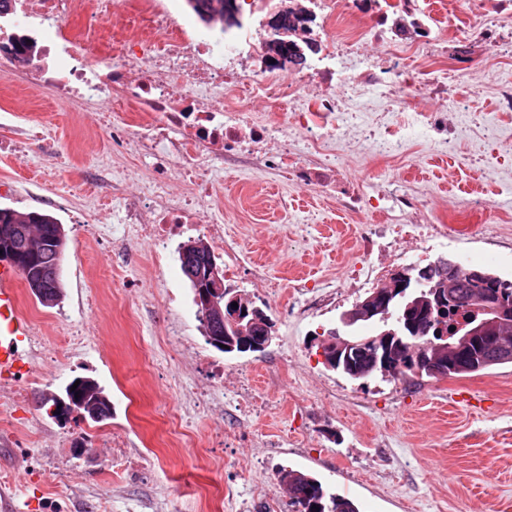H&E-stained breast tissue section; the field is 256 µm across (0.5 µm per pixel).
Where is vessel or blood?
I'll list each match as a JSON object with an SVG mask.
<instances>
[{"label": "vessel or blood", "instance_id": "obj_1", "mask_svg": "<svg viewBox=\"0 0 512 512\" xmlns=\"http://www.w3.org/2000/svg\"><path fill=\"white\" fill-rule=\"evenodd\" d=\"M16 273L0 267V377L10 378L24 365L22 346L31 336V321L21 311L13 286Z\"/></svg>", "mask_w": 512, "mask_h": 512}]
</instances>
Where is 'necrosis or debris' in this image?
<instances>
[{
  "mask_svg": "<svg viewBox=\"0 0 512 512\" xmlns=\"http://www.w3.org/2000/svg\"><path fill=\"white\" fill-rule=\"evenodd\" d=\"M318 12L321 42L306 52L287 85L270 63L269 37L259 15L269 0H250L238 27L187 33L178 30L170 9L148 0V9L127 17L119 0H8L11 30L0 29V66L24 60V82L54 84L59 96L95 101L112 94L144 112L139 137H131L120 112L102 115L114 142L144 151L152 176L146 199L167 195L166 168L174 162L188 171L195 194L143 219L137 206L123 208L120 223L96 229L97 238L123 243L146 238L156 259L166 257L188 229L223 243L224 227L205 215L202 205L215 191L228 163L259 165L261 170L335 195L345 210L384 217L373 234L360 241L361 267L352 279L380 281L384 256L395 257L403 240L426 243L446 235L447 225L422 213L407 189L366 195L342 177L335 144L361 130L381 157L404 152L410 138L434 149L452 147V112L470 111L454 84L472 79L490 59H512V0H449L448 20L436 17L433 0H310ZM74 15L88 23L78 34L65 30ZM119 30L116 50L94 57L86 53L101 27ZM190 56L197 65L171 87L166 79L175 62ZM246 89L276 96L286 123H252L244 109L217 110L212 91ZM445 100L447 111L420 109V99ZM403 100L414 106L413 122L401 127L387 114L374 113L377 99ZM306 130L300 148L291 129Z\"/></svg>",
  "mask_w": 512,
  "mask_h": 512,
  "instance_id": "obj_1",
  "label": "necrosis or debris"
}]
</instances>
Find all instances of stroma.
Listing matches in <instances>:
<instances>
[{
  "instance_id": "obj_1",
  "label": "stroma",
  "mask_w": 512,
  "mask_h": 512,
  "mask_svg": "<svg viewBox=\"0 0 512 512\" xmlns=\"http://www.w3.org/2000/svg\"><path fill=\"white\" fill-rule=\"evenodd\" d=\"M510 78L512 64L458 85L474 109L455 113L453 150L413 142L404 158H381L360 136L337 149L348 177L374 170L384 188L406 186L432 217L450 221L423 263L486 254L491 271L512 280V112L493 108L494 87ZM111 108L59 101L0 66V141L39 133L27 151L0 152V208L50 214L67 236L57 305L40 304L24 279L15 281L32 336L28 371L0 392L11 423L0 432V487L11 489L18 512H239L242 503L292 512L284 469L312 476L358 512H512V364L440 380H353L324 364L330 334L377 332L340 321L369 294L350 278L371 227L335 197L241 167L224 169L205 202L223 221L225 245L246 253L225 286L250 292L275 325L271 344L251 354L208 343L178 248L158 268L150 240H95L97 225L120 217L114 200L140 203L152 174L101 129ZM103 155L126 179L99 171ZM474 197L491 201L490 217L458 222ZM257 272L275 283L273 296L253 292ZM305 284L316 286V303ZM66 334L81 342L57 354ZM77 377L104 388L111 419L60 417L42 405L43 393ZM187 386L207 397L181 415ZM461 391L492 395V409L450 405L449 394ZM257 399L263 411L240 415ZM115 431L128 438L133 468L113 461L104 437Z\"/></svg>"
}]
</instances>
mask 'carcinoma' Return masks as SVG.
Segmentation results:
<instances>
[{"mask_svg":"<svg viewBox=\"0 0 512 512\" xmlns=\"http://www.w3.org/2000/svg\"><path fill=\"white\" fill-rule=\"evenodd\" d=\"M231 0H188L193 11L205 22L221 20L229 28L238 24V20L224 18L219 5ZM0 244L22 251L31 258L33 267L41 276V286L34 292L43 305H54L62 297V261L67 248L65 230L53 216L36 211L18 212L0 209ZM434 280L423 283L413 289L410 297H396L391 311L393 315L401 313L406 305L429 291L434 281L443 276L440 269H433ZM460 302L451 310L440 312L432 331L435 335H453L456 324L467 321L474 316L472 307L477 304L480 289L461 288ZM499 351H487L484 358L477 362L473 371L487 369L495 365L512 364V332H507L498 340ZM80 384L69 382L64 388V395L48 392L42 395V403L55 408L60 416L78 413L83 419L95 423L104 422L112 417V403L104 389L93 379L79 378ZM76 391H71V388ZM280 482L288 487V496L294 512H357L354 503L340 494L327 493L315 478L293 469H284L279 473Z\"/></svg>","mask_w":512,"mask_h":512,"instance_id":"cac0c4a2","label":"carcinoma"}]
</instances>
